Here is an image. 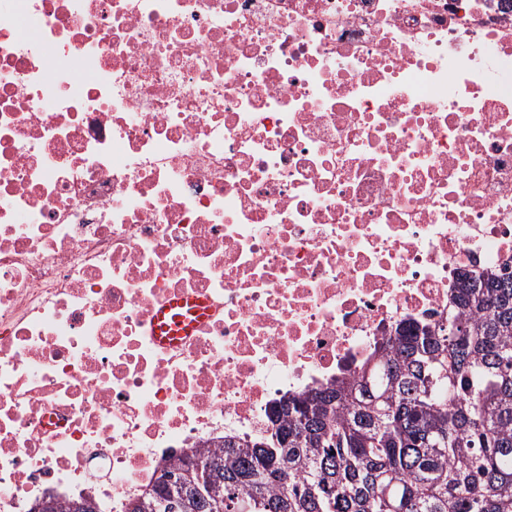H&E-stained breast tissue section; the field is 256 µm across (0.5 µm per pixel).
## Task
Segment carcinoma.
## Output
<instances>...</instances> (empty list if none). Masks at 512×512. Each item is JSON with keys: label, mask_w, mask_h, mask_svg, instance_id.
<instances>
[{"label": "carcinoma", "mask_w": 512, "mask_h": 512, "mask_svg": "<svg viewBox=\"0 0 512 512\" xmlns=\"http://www.w3.org/2000/svg\"><path fill=\"white\" fill-rule=\"evenodd\" d=\"M165 474L128 512H512V272L465 276L447 318L399 324L375 364L283 400L266 441Z\"/></svg>", "instance_id": "cac0c4a2"}]
</instances>
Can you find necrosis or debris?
<instances>
[{
  "instance_id": "obj_1",
  "label": "necrosis or debris",
  "mask_w": 512,
  "mask_h": 512,
  "mask_svg": "<svg viewBox=\"0 0 512 512\" xmlns=\"http://www.w3.org/2000/svg\"><path fill=\"white\" fill-rule=\"evenodd\" d=\"M506 263L512 0H0V512H125ZM204 315L203 304L175 299L154 312V336L164 344L176 342L182 336H188ZM54 500V499H53ZM47 504V507L42 510L40 504H34L31 507L33 512H97L100 511L97 509L94 503L89 502L88 500H72L67 503H62L57 500L54 501H44ZM29 510V511H31Z\"/></svg>"
}]
</instances>
